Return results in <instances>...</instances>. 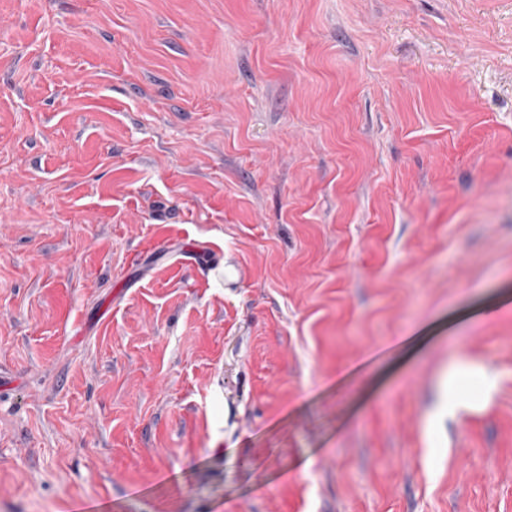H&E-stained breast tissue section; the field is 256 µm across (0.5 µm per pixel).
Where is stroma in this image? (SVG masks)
Returning <instances> with one entry per match:
<instances>
[{
	"label": "stroma",
	"mask_w": 512,
	"mask_h": 512,
	"mask_svg": "<svg viewBox=\"0 0 512 512\" xmlns=\"http://www.w3.org/2000/svg\"><path fill=\"white\" fill-rule=\"evenodd\" d=\"M0 371V512H512V0H0ZM464 379L474 380L486 395L496 388L500 376L486 368L472 367L465 362L451 364L448 367V377L444 381L448 418L454 417L458 410L468 403L458 393V383Z\"/></svg>",
	"instance_id": "stroma-1"
}]
</instances>
